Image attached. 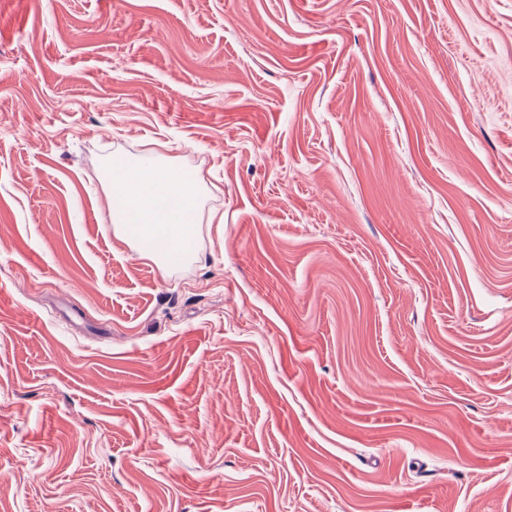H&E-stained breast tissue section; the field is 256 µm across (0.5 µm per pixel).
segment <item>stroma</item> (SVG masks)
Returning <instances> with one entry per match:
<instances>
[{
  "instance_id": "obj_1",
  "label": "stroma",
  "mask_w": 512,
  "mask_h": 512,
  "mask_svg": "<svg viewBox=\"0 0 512 512\" xmlns=\"http://www.w3.org/2000/svg\"><path fill=\"white\" fill-rule=\"evenodd\" d=\"M0 512H512V0H0ZM105 179L108 220L119 239L164 272L192 256L198 234L197 178L168 164L116 158Z\"/></svg>"
}]
</instances>
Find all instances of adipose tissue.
I'll return each instance as SVG.
<instances>
[{
	"mask_svg": "<svg viewBox=\"0 0 512 512\" xmlns=\"http://www.w3.org/2000/svg\"><path fill=\"white\" fill-rule=\"evenodd\" d=\"M116 236L160 270L192 256L198 234L196 178L167 164L117 158L106 175Z\"/></svg>",
	"mask_w": 512,
	"mask_h": 512,
	"instance_id": "ef3b65f1",
	"label": "adipose tissue"
}]
</instances>
